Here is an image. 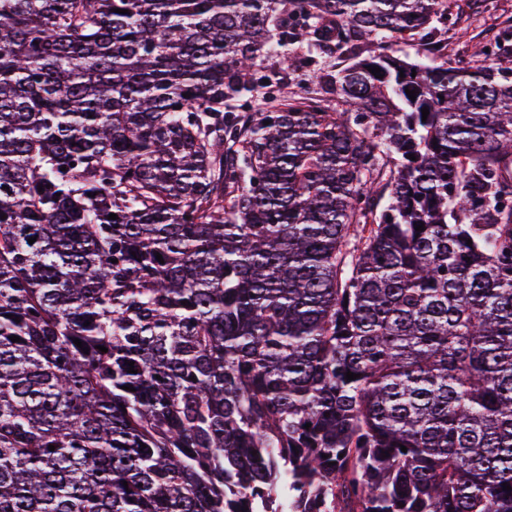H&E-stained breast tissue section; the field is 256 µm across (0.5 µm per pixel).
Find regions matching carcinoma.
Listing matches in <instances>:
<instances>
[{"label":"carcinoma","mask_w":512,"mask_h":512,"mask_svg":"<svg viewBox=\"0 0 512 512\" xmlns=\"http://www.w3.org/2000/svg\"><path fill=\"white\" fill-rule=\"evenodd\" d=\"M439 7L0 0V512H512V31ZM442 13L432 39L440 49L439 62L463 67L488 64L494 59L491 47L496 36L512 30V0H461L448 3ZM306 57L312 60L310 66L303 68L293 74H288V69L279 60L269 59L265 61L264 66L269 70H280L283 72V86L281 91L288 95L300 94L306 87H315L318 84L323 69L333 67L332 69L342 68L352 62L351 57L336 49H317L310 53L305 51Z\"/></svg>","instance_id":"cac0c4a2"}]
</instances>
